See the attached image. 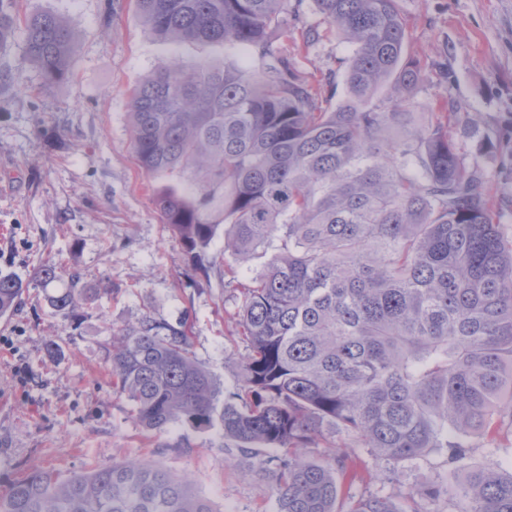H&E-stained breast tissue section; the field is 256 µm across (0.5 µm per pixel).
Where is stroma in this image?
Wrapping results in <instances>:
<instances>
[{"label": "stroma", "instance_id": "35a3bbf8", "mask_svg": "<svg viewBox=\"0 0 512 512\" xmlns=\"http://www.w3.org/2000/svg\"><path fill=\"white\" fill-rule=\"evenodd\" d=\"M409 41L425 74L423 106L454 101L451 132L488 179L499 222L512 239V0H399ZM20 13H52L77 33L67 80L46 86L14 40L0 53V275L20 279L16 310L0 317V495L35 469L64 477L88 464L147 460L188 476L217 512H271V476L219 429L177 422L148 436L128 401L109 385L112 330L143 314L188 319L192 350L221 390L233 388L244 345L236 334L240 272L224 275L215 237L206 271L194 270L179 238L156 211L133 152L128 89L175 59L242 62L241 49L175 46L144 27L134 0H17ZM287 29L272 45L309 81L324 80L333 102L347 96L346 53L313 0H289ZM319 38L303 47L302 35ZM60 260L100 296L72 316L56 312L36 268ZM111 294H103V286ZM59 349L51 353L48 341ZM364 481L350 496L400 501L446 471L434 457L404 467L358 449Z\"/></svg>", "mask_w": 512, "mask_h": 512}]
</instances>
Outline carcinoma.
<instances>
[{"mask_svg": "<svg viewBox=\"0 0 512 512\" xmlns=\"http://www.w3.org/2000/svg\"><path fill=\"white\" fill-rule=\"evenodd\" d=\"M160 40L247 51L244 65L177 59L129 90L132 143L148 177L175 185L152 201L192 260L219 231L236 265L263 257L241 285L237 383L222 392L198 362L187 319L149 314L112 330V391L147 433L175 422L219 427L239 448L281 453L274 512H421L449 494L448 512H512V464L496 436L512 429V242L481 169L448 128L443 100L424 118L425 76L398 0H313L350 47L339 59L350 98L320 106L269 40L288 26V0H135ZM22 30L45 85L68 75L76 33L63 18L19 19L0 0V50ZM389 86L385 95L379 94ZM35 279L50 288L59 268ZM23 286L0 276V316ZM73 273L51 294L58 312L97 298ZM326 427L395 466L440 454V482L400 505L344 501L357 456L308 459ZM487 439L485 459L474 440ZM0 512H215L190 480L146 461L59 479L34 470L0 498Z\"/></svg>", "mask_w": 512, "mask_h": 512, "instance_id": "carcinoma-1", "label": "carcinoma"}]
</instances>
